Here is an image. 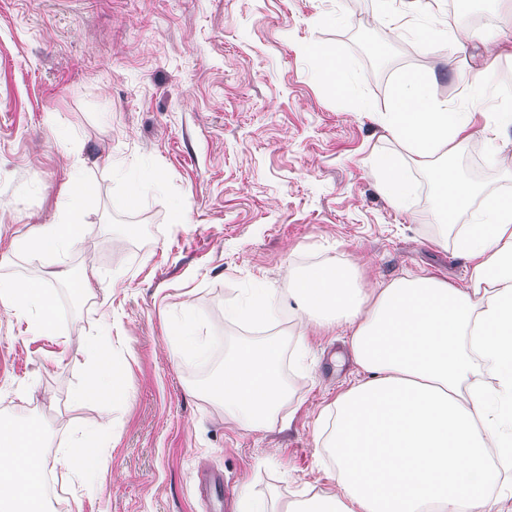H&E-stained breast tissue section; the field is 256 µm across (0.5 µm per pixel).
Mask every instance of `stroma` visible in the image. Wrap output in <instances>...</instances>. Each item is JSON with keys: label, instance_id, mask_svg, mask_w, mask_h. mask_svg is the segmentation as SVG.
Wrapping results in <instances>:
<instances>
[{"label": "stroma", "instance_id": "obj_1", "mask_svg": "<svg viewBox=\"0 0 512 512\" xmlns=\"http://www.w3.org/2000/svg\"><path fill=\"white\" fill-rule=\"evenodd\" d=\"M323 0H0V278L40 279L70 306L58 337L91 336L112 326L106 370L126 387L124 409L107 414L80 397L89 357L80 344L22 335L0 307L1 416L47 424L43 455L66 496L68 512H204L198 475L222 471L233 506L244 495L272 512L337 494L329 464L315 455L325 413L362 372L331 359L349 350L347 327L320 329L283 315L263 324L228 320L234 343L269 338L282 345L288 395L276 421L252 430L222 406L188 390L164 344L171 308L231 306L239 288L288 285V257L307 267L353 266L365 288L411 275H433L463 288L470 263L456 228L438 239L432 224V172L446 164L473 170L440 151L416 158L374 120L390 111L396 85L420 77L431 96H472L463 76L480 66L505 72L498 49L475 31L457 53L444 43L397 36L411 9L394 0L391 22L376 10L353 12L332 27ZM324 45L336 58L326 81L309 76L304 49ZM354 71L363 103L349 102L341 71ZM112 122L98 123L97 104ZM58 120L80 126L82 144L59 150ZM151 158L165 193L112 205L113 162ZM395 159L418 188L402 211L381 188L375 166ZM84 168V184L68 181ZM23 168L34 194L16 189ZM83 194L76 249L65 265L10 249L13 238L55 222L68 196ZM185 204L182 214L172 200ZM120 238L123 285L72 295L64 283L93 267ZM108 427L114 435L104 483L80 487L57 462L72 432Z\"/></svg>", "mask_w": 512, "mask_h": 512}]
</instances>
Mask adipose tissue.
Wrapping results in <instances>:
<instances>
[{
    "mask_svg": "<svg viewBox=\"0 0 512 512\" xmlns=\"http://www.w3.org/2000/svg\"><path fill=\"white\" fill-rule=\"evenodd\" d=\"M389 135L425 158L444 145L464 151L473 137L497 167L512 137V112L474 101L432 99L413 77L395 89L381 118ZM151 159L112 166L122 202L163 193ZM437 229L458 225V251L473 264L468 287L434 276H410L384 287H357L354 269L329 263L308 268L293 254L287 288H240L226 318L263 323L295 311L321 328L348 326L353 361L363 371L330 408L328 457L341 496L314 512H420L431 501L441 512H503L512 485L499 484L488 448L512 464V197L447 166L434 174ZM480 216L462 217L471 204ZM78 243L71 213L18 241L23 250L65 264ZM0 306L28 325L30 335H56L65 311L39 281L0 280ZM166 346L187 380L204 389L231 420L261 430L273 423L287 397L279 369L282 347L268 340L233 346L214 315L172 308ZM90 356L85 394L106 412L124 406L121 384L108 383L102 361L112 351L110 327L85 340ZM41 427L24 417L0 420V512H51L44 483ZM111 432L87 428L70 438L64 461L83 487L105 478Z\"/></svg>",
    "mask_w": 512,
    "mask_h": 512,
    "instance_id": "1",
    "label": "adipose tissue"
}]
</instances>
